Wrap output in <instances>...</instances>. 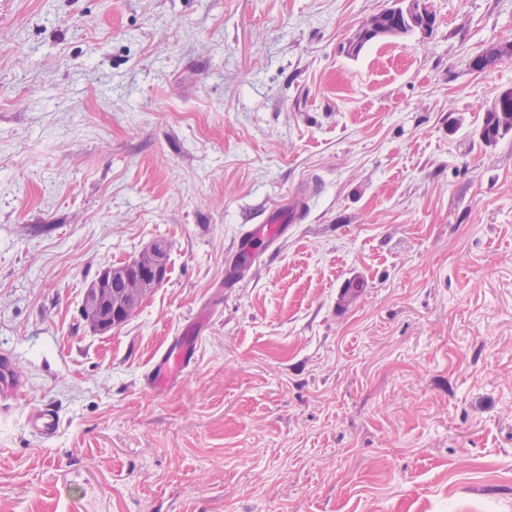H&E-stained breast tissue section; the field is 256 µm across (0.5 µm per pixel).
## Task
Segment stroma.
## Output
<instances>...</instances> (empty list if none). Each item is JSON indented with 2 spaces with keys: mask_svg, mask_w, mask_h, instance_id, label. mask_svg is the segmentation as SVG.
<instances>
[{
  "mask_svg": "<svg viewBox=\"0 0 512 512\" xmlns=\"http://www.w3.org/2000/svg\"><path fill=\"white\" fill-rule=\"evenodd\" d=\"M0 0V512H512V0ZM301 220L256 258L250 225ZM168 277L100 334L103 265ZM236 285H224L228 263ZM194 328L183 383L145 374ZM61 411L50 442L31 405ZM380 13L383 16V30L377 34H368L367 32L358 33L356 37L349 39L346 45L343 46V51L344 53H346L347 56L354 58L358 57L366 46L370 45L373 42H376L380 38H385L387 34H394L396 35V37H402L417 30L408 21H405V19L400 14L397 15L393 11V8H387L381 11ZM380 13H376L374 15L369 16L362 22L360 28L362 30L380 29ZM498 107H507L512 109V96L500 99L494 106L487 110L483 124L475 134L478 141L485 147L495 145L501 138L512 131V117L508 115L512 110H501L496 112ZM502 114V115H501ZM512 114V113H511ZM24 381L18 375L12 355L0 353V410L13 407L24 391Z\"/></svg>",
  "mask_w": 512,
  "mask_h": 512,
  "instance_id": "1",
  "label": "stroma"
}]
</instances>
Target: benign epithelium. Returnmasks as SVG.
Returning <instances> with one entry per match:
<instances>
[{
  "label": "benign epithelium",
  "instance_id": "benign-epithelium-1",
  "mask_svg": "<svg viewBox=\"0 0 512 512\" xmlns=\"http://www.w3.org/2000/svg\"><path fill=\"white\" fill-rule=\"evenodd\" d=\"M426 8L424 0H405V10L415 23L427 20ZM166 248V243L156 242L129 263L108 264L101 269L86 290L81 308L83 319L93 330L103 333L129 320L144 299L166 280L167 267L162 258ZM117 272L124 279L120 291L110 288Z\"/></svg>",
  "mask_w": 512,
  "mask_h": 512
}]
</instances>
